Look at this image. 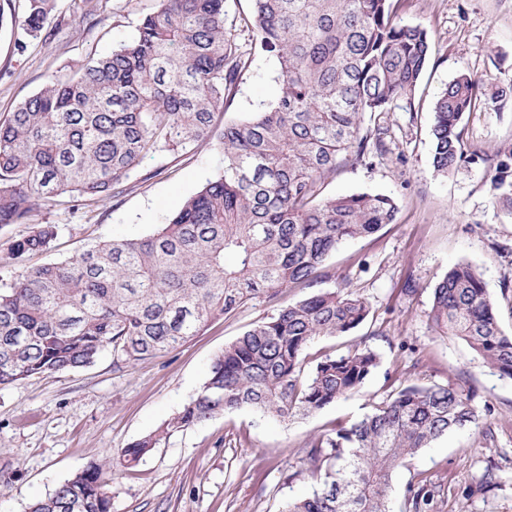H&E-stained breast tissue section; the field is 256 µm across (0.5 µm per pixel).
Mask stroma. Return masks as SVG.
<instances>
[{
    "mask_svg": "<svg viewBox=\"0 0 512 512\" xmlns=\"http://www.w3.org/2000/svg\"><path fill=\"white\" fill-rule=\"evenodd\" d=\"M159 0H56L43 31L30 36L27 0H0V119L48 80L73 77L131 41ZM402 23L424 28L432 57L410 112L382 115L385 154L346 163L327 194L392 196L398 212L372 236L341 244L312 289L343 288L365 299L371 314L347 336L321 338L308 357L358 345L377 352L378 370L353 394L287 423L248 409L217 415L173 433L139 465L106 467V458L156 430L197 393L214 358L250 324L309 290L288 288L277 301L256 300L221 318L183 347L134 366L105 352L86 368L0 386V512H26L35 499L93 463L112 512H281L308 495L302 471L308 443L336 424L362 416L401 388L459 383L474 392L478 420L454 429L407 458L392 477L390 512H405L418 474L440 485L432 512H512V379L500 376L462 340L440 334L429 312L432 290L448 269L467 262L480 273L500 326L512 336V211L490 196L483 164L462 163L448 175L432 165L433 104L460 71L482 83L481 103L461 123L465 153L492 154L512 142V0H394ZM277 64L255 51L227 112L184 156L147 154L131 190L88 210L62 201L36 212L58 225L55 257L90 245L152 233L184 201L224 170L219 137L274 102L282 89ZM415 293L405 294L406 283ZM493 469L494 486L482 476Z\"/></svg>",
    "mask_w": 512,
    "mask_h": 512,
    "instance_id": "35a3bbf8",
    "label": "stroma"
}]
</instances>
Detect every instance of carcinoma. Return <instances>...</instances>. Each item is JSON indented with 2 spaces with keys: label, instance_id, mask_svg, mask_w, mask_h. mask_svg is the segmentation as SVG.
<instances>
[{
  "label": "carcinoma",
  "instance_id": "obj_1",
  "mask_svg": "<svg viewBox=\"0 0 512 512\" xmlns=\"http://www.w3.org/2000/svg\"><path fill=\"white\" fill-rule=\"evenodd\" d=\"M255 41L232 34L225 0H159L137 36L76 77L52 79L0 121V229L26 224L37 201L68 195L89 208L129 190L142 156L187 153L210 136L253 43L277 61L282 94L242 121L224 123V171L189 197L152 234L90 246L75 260L28 265L55 249L58 225L35 224L14 240L21 269L0 286V385L72 372L106 351L133 366L175 349L210 322L285 288L308 286L336 248L394 220L391 196L325 195L341 163L386 151L365 121L412 111L431 42L396 20L392 0H252ZM54 0H28L27 30L38 33ZM479 81L459 73L437 97L432 164L443 175L464 159L482 162L493 199L512 209V143L464 156L460 125L479 106ZM369 304L328 289L253 324L216 356L196 395L152 433L128 444L133 467L173 433L247 408L286 422L348 397L380 359L367 347L323 354L322 337L362 325ZM430 318L462 339L500 376L512 378V336L500 328L478 271L448 270L433 290ZM463 386L408 385L360 421L308 445L312 493L282 512H389L392 473L408 456L477 412ZM92 464L28 512H112ZM437 486L420 474L409 512H431Z\"/></svg>",
  "mask_w": 512,
  "mask_h": 512
}]
</instances>
